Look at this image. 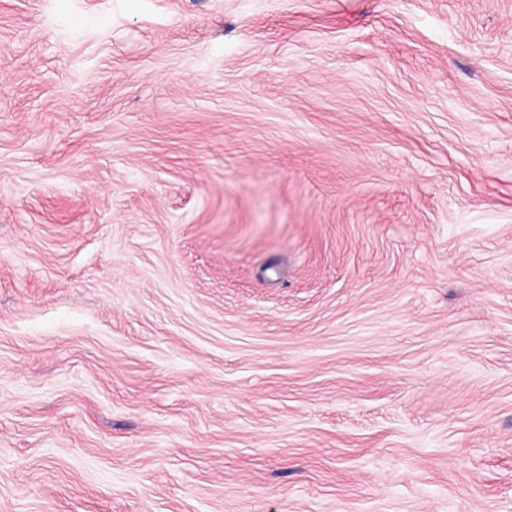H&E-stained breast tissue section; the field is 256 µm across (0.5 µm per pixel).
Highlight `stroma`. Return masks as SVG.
Masks as SVG:
<instances>
[{"label":"stroma","mask_w":512,"mask_h":512,"mask_svg":"<svg viewBox=\"0 0 512 512\" xmlns=\"http://www.w3.org/2000/svg\"><path fill=\"white\" fill-rule=\"evenodd\" d=\"M0 512H512V0H0Z\"/></svg>","instance_id":"obj_1"}]
</instances>
